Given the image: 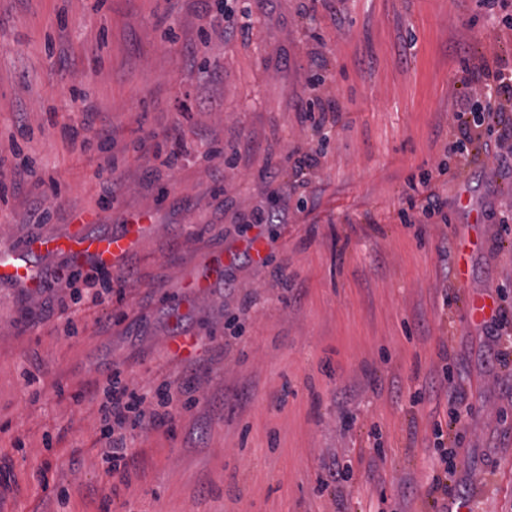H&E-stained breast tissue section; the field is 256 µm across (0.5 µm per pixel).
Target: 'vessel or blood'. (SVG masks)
<instances>
[{
	"mask_svg": "<svg viewBox=\"0 0 512 512\" xmlns=\"http://www.w3.org/2000/svg\"><path fill=\"white\" fill-rule=\"evenodd\" d=\"M134 244L131 230L107 235L76 232L58 239H35L17 247L0 249V279L33 284L29 257L38 251L64 249L83 261H93L104 268L119 267Z\"/></svg>",
	"mask_w": 512,
	"mask_h": 512,
	"instance_id": "1",
	"label": "vessel or blood"
}]
</instances>
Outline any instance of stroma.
<instances>
[{"instance_id": "1", "label": "stroma", "mask_w": 512, "mask_h": 512, "mask_svg": "<svg viewBox=\"0 0 512 512\" xmlns=\"http://www.w3.org/2000/svg\"><path fill=\"white\" fill-rule=\"evenodd\" d=\"M483 59L512 31L478 0H0V247L152 216L101 305L62 314L96 272L64 252L0 282V512H512V170L454 120ZM115 372L173 394L123 475ZM101 437L108 445V449L111 450L107 452L108 457L112 460H122V471L126 472L129 464L135 459V453L129 454L128 452L127 436L123 432L115 430L111 424H107L102 429Z\"/></svg>"}]
</instances>
